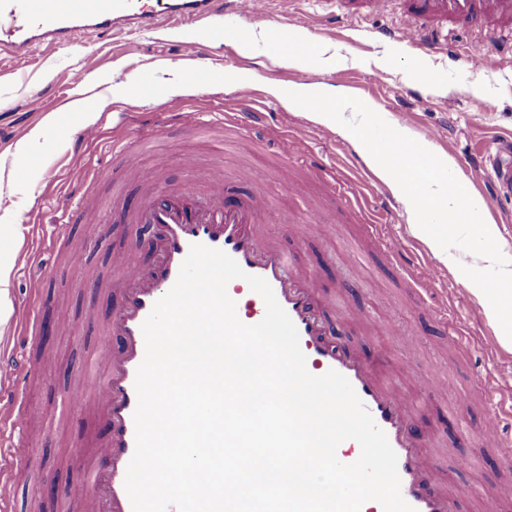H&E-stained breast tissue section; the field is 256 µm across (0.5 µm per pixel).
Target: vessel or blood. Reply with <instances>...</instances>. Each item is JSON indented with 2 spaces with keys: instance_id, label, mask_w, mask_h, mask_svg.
Instances as JSON below:
<instances>
[{
  "instance_id": "obj_1",
  "label": "vessel or blood",
  "mask_w": 512,
  "mask_h": 512,
  "mask_svg": "<svg viewBox=\"0 0 512 512\" xmlns=\"http://www.w3.org/2000/svg\"><path fill=\"white\" fill-rule=\"evenodd\" d=\"M437 7L470 18L481 16L487 4L512 15V0H435ZM268 0H165L163 10L143 4L130 12L129 0H0V42L8 41L21 57L37 58L51 46L68 41L74 32L91 29L108 33L118 27L153 28L160 13L187 20L209 22L208 37L225 33L217 25L225 11L252 18L264 17ZM400 35L424 52H433L434 40L413 18H406ZM138 201L127 208H112L113 224H147L160 244L154 268L141 254L128 252L115 259L111 283L113 303L102 326L109 340L93 354L91 365L70 391L72 406H93L95 423L103 431L97 452L82 456L81 512H132L124 486L128 464L135 451V379L145 355L141 326L156 301L174 285L191 245L203 244L224 251L249 274L265 278L295 324L308 371L322 375L334 370L344 375L377 425L383 429L398 457L401 493L416 512H461L470 490L436 476L437 464L422 446L414 427L413 411L402 392L371 372L348 345L336 341L328 326L326 308L311 281L291 267L290 255L257 229L268 210L264 189L235 197L224 182L223 165H212L199 183L185 189H163L157 169H138ZM333 211L317 208L296 221L295 237L328 233L334 228ZM113 224L100 226V236L112 234ZM366 234L389 258L402 266L417 296L433 291L443 278L440 266L420 259L383 225L369 224ZM227 292L236 303L239 319L247 325L262 320L265 303L242 279L232 280ZM38 289L16 319V343L36 346L40 336ZM452 342L463 360L475 351L493 356L494 350L461 325L453 326ZM29 358L15 350L0 354V512H11L16 491L28 485L30 466L19 452L35 412L26 400L31 375ZM479 394L485 408L483 425L474 430L478 447L496 449L512 461V386L481 381ZM512 501V484H502L482 496V512H502Z\"/></svg>"
}]
</instances>
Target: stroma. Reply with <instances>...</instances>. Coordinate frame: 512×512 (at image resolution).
I'll return each mask as SVG.
<instances>
[{"instance_id":"35a3bbf8","label":"stroma","mask_w":512,"mask_h":512,"mask_svg":"<svg viewBox=\"0 0 512 512\" xmlns=\"http://www.w3.org/2000/svg\"><path fill=\"white\" fill-rule=\"evenodd\" d=\"M420 8V0H390L382 11L370 0H270L264 18L225 16L228 28L251 35L248 43L224 38L197 47L191 43L190 23L165 17L149 30L118 29L106 36L80 30L38 59L19 58L0 45V186L14 197L13 221L37 225L41 238L69 234L87 257L78 274L55 260L44 261L40 314L67 312L74 327L40 343L45 362L36 366L27 398L39 412L36 425L43 436L26 453L31 483L20 491L14 512H80L81 475L74 459L94 431L72 412L67 393L102 343L95 325L109 313L106 284L113 277L114 255L130 249L148 260L156 255L154 230L145 224L124 225L110 238L94 235L93 226L109 223L113 199L132 200L136 186L123 179L96 182L92 173L119 166L120 144L133 142L138 128L156 127L160 112L195 111L210 121L252 103L264 109L267 125L249 131L256 142L250 152L239 149L234 130H225L219 141L172 124L157 127L158 138L141 152L143 163L164 157L161 178L178 186L192 178L181 165L183 155L196 153L202 161L223 163L224 178L238 193L249 190L241 171L251 169L268 193L265 233L294 256L297 272L315 279L320 296L340 306L343 321L336 339L348 342L410 398L420 438L436 456L441 476L475 489L512 483V466L503 465L495 449L473 453V440L458 428L464 421L480 426L484 410L463 398L477 379L457 361L449 324H468L493 342L499 332L478 308L449 309L444 320L432 311L467 290L459 266L470 262L469 253L454 250L442 284L419 300L362 233L364 222L385 224L417 253L428 255L409 231L404 206L391 186L369 167L351 138L271 93L275 87L296 89L297 83L295 66L285 52L272 50L269 36L293 31L328 45L337 61L325 66L312 58L310 84L371 100L392 127L409 130L428 150L448 157L468 193L484 201L501 244L512 251V201L496 198L484 159L487 149L512 142V20L495 13L473 22L429 16V24L441 32V49L426 54L396 33L404 15ZM485 37L496 42V52L468 54V45ZM201 61L214 74L203 86L188 79L191 65ZM75 70L86 73L88 83L70 86ZM421 71L429 73L431 85L418 79ZM145 72L156 86L151 99L134 93L136 79ZM83 119L98 124L103 136L76 153L71 125ZM285 134L303 137L307 154H284L280 138ZM22 144L38 157L39 168L22 169L16 153ZM292 177L308 180L306 191L295 198L284 188ZM328 198L337 208L335 231L295 239L290 221ZM81 276L103 282V289L78 288ZM413 352L418 359L412 364ZM425 373L439 378L440 390L420 386Z\"/></svg>"}]
</instances>
